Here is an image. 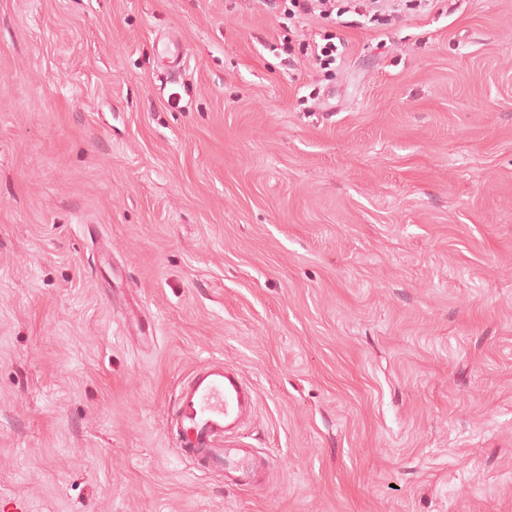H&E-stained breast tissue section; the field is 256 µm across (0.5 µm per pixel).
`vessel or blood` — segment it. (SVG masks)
<instances>
[{
  "label": "vessel or blood",
  "mask_w": 512,
  "mask_h": 512,
  "mask_svg": "<svg viewBox=\"0 0 512 512\" xmlns=\"http://www.w3.org/2000/svg\"><path fill=\"white\" fill-rule=\"evenodd\" d=\"M257 399L255 388L224 363L198 367L180 386L172 420L176 452L214 470L234 471L239 484H249L258 458L237 449L244 419Z\"/></svg>",
  "instance_id": "obj_1"
}]
</instances>
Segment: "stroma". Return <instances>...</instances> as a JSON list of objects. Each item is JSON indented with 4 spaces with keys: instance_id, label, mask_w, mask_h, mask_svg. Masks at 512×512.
<instances>
[{
    "instance_id": "obj_1",
    "label": "stroma",
    "mask_w": 512,
    "mask_h": 512,
    "mask_svg": "<svg viewBox=\"0 0 512 512\" xmlns=\"http://www.w3.org/2000/svg\"><path fill=\"white\" fill-rule=\"evenodd\" d=\"M211 361L249 486L172 446ZM0 512H512V0H0ZM281 14L288 24L293 27H304L306 21L313 17H320L324 20L336 24V15L341 17L346 13H351L356 19L343 22L344 24H355L359 27L369 28V24L377 21V14L387 13V20H394L395 15L401 10V2L413 3L415 9L425 11L431 9L434 0H346L345 10L336 12L335 0H283ZM335 12V17L333 16ZM320 41L318 42L315 34L311 39V43H307V50L310 49V55L319 61H324L328 65L336 63V60L340 61L344 58L347 45L336 35L333 34H318ZM338 39V44L334 41Z\"/></svg>"
}]
</instances>
